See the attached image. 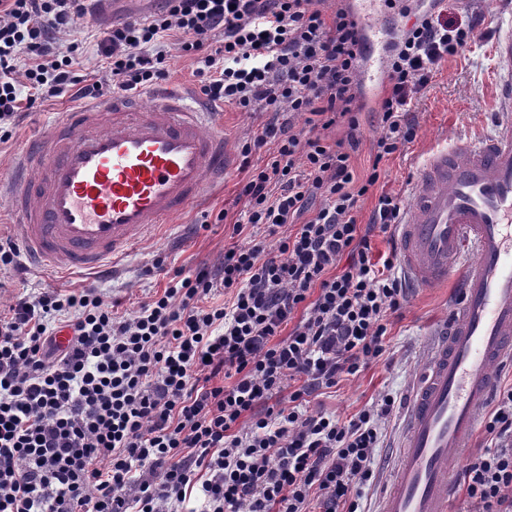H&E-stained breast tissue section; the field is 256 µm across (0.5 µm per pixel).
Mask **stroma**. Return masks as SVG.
Instances as JSON below:
<instances>
[{"label": "stroma", "mask_w": 512, "mask_h": 512, "mask_svg": "<svg viewBox=\"0 0 512 512\" xmlns=\"http://www.w3.org/2000/svg\"><path fill=\"white\" fill-rule=\"evenodd\" d=\"M459 11H467L479 19L478 37L464 55L442 63L427 92L413 109L419 126L416 139L402 151L384 159L383 176L378 194L369 195L358 212L359 223H369L379 193L409 201L415 188L419 167L435 148L458 141H474L483 137L512 133V114L500 111L497 86L500 80L493 57V39L499 30L512 23V0H460ZM67 100L52 98L35 104L22 113L12 129L11 138L0 143V176L8 175L11 163L52 122L62 120L69 110ZM273 118L269 112L223 109L224 132L232 147L261 130ZM244 165H237L204 202L187 210L158 229L126 258L116 263L114 276L101 279L84 272L59 274L36 266L0 272V304L9 303L21 290L76 288L93 285L105 301L119 302L121 310H132L160 286L156 277L144 276L158 253H166L170 269L214 267L224 257L231 242V223L242 218L245 207L237 198L240 181L245 177ZM227 210L228 223L217 222L220 210ZM454 283L407 291L400 317L392 319L390 346L384 358L357 377L342 381L331 389H321L309 399L313 410H324L346 420L366 406L390 393L398 401H406L416 375L428 353L431 331L450 318ZM406 410L401 406L386 420L383 437L376 450L378 479L363 497L365 512H376L378 500L386 486L388 471L401 436Z\"/></svg>", "instance_id": "obj_1"}]
</instances>
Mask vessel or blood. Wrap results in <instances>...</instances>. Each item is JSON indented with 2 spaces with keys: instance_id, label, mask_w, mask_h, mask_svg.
Instances as JSON below:
<instances>
[{
  "instance_id": "1",
  "label": "vessel or blood",
  "mask_w": 512,
  "mask_h": 512,
  "mask_svg": "<svg viewBox=\"0 0 512 512\" xmlns=\"http://www.w3.org/2000/svg\"><path fill=\"white\" fill-rule=\"evenodd\" d=\"M361 22L370 45L361 79L372 96L385 79L390 32L374 11L362 10ZM493 51L504 76L498 105L512 112V30ZM235 166L213 109L193 93L114 95L75 104L36 137L0 179V198L29 263L100 275ZM396 234L405 280L423 288L453 276L459 288L416 376L378 512H448L454 464L497 369L512 364V135L434 150Z\"/></svg>"
}]
</instances>
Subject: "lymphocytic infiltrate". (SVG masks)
<instances>
[{
    "mask_svg": "<svg viewBox=\"0 0 512 512\" xmlns=\"http://www.w3.org/2000/svg\"><path fill=\"white\" fill-rule=\"evenodd\" d=\"M325 2L164 0L101 40L114 88L167 81L174 45L195 60L208 101L293 119L242 143L246 157L274 149L239 188L246 219L218 266L173 272L157 256L150 273L164 287L128 313L92 286L22 292L0 308V512H362L396 399L344 421L306 398L387 351L406 291L395 254L376 261L372 236L398 224L402 201L377 195L367 225L360 203L376 194L381 161L416 139L415 102L478 24L450 19L448 0H385L401 23L369 106L358 14L349 0ZM90 10L0 0V126L40 101L102 96V81L77 74L79 44L59 40ZM215 35L222 44L207 51ZM367 110L382 133L361 174ZM483 430L491 444L471 457L466 497L478 512H512V386Z\"/></svg>",
    "mask_w": 512,
    "mask_h": 512,
    "instance_id": "lymphocytic-infiltrate-1",
    "label": "lymphocytic infiltrate"
}]
</instances>
